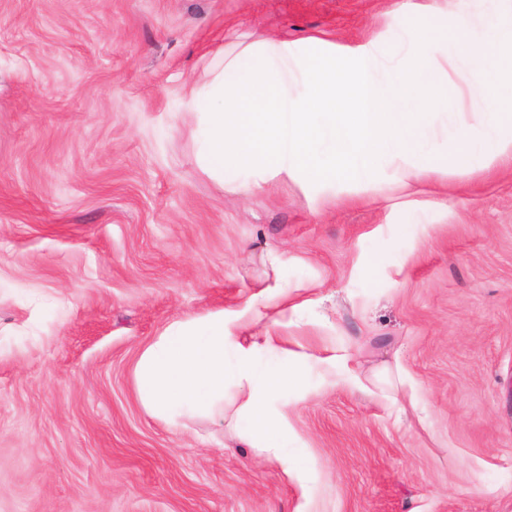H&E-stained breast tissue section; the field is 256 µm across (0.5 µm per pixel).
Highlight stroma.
I'll list each match as a JSON object with an SVG mask.
<instances>
[{"mask_svg":"<svg viewBox=\"0 0 512 512\" xmlns=\"http://www.w3.org/2000/svg\"><path fill=\"white\" fill-rule=\"evenodd\" d=\"M408 2L0 0V512H512V164L438 142L408 206L386 170L332 205L234 193L186 111L222 50L354 43ZM218 310L300 356L296 468L239 437L237 386L220 427L137 398L143 349Z\"/></svg>","mask_w":512,"mask_h":512,"instance_id":"stroma-1","label":"stroma"}]
</instances>
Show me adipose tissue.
Returning <instances> with one entry per match:
<instances>
[{"instance_id":"adipose-tissue-1","label":"adipose tissue","mask_w":512,"mask_h":512,"mask_svg":"<svg viewBox=\"0 0 512 512\" xmlns=\"http://www.w3.org/2000/svg\"><path fill=\"white\" fill-rule=\"evenodd\" d=\"M435 0L406 8L403 22L353 44L312 38L310 45L266 39L220 54L207 80L191 92L202 170L221 184L264 189L293 179L304 189L340 183L367 187L395 160V183L407 193L433 182L444 166L426 149L430 105L453 89L435 57L463 50L474 58L467 88L497 87V105L478 110L476 124L456 134L455 149L478 169L512 162V0H476L455 32L437 23ZM275 336L242 343L223 312L170 324L135 367L139 401L153 416L179 425L194 418L224 422V385L241 388L240 413L253 428L251 447L291 467V427L271 414L270 399L297 381L291 366L260 365Z\"/></svg>"}]
</instances>
